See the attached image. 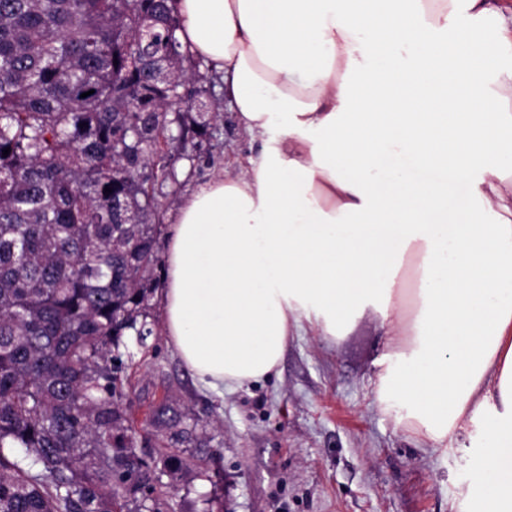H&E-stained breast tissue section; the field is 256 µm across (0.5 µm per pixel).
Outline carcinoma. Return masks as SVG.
<instances>
[{
    "instance_id": "1",
    "label": "carcinoma",
    "mask_w": 512,
    "mask_h": 512,
    "mask_svg": "<svg viewBox=\"0 0 512 512\" xmlns=\"http://www.w3.org/2000/svg\"><path fill=\"white\" fill-rule=\"evenodd\" d=\"M178 27L168 0H0V512H154L118 383L153 335L159 145L215 109L171 99Z\"/></svg>"
}]
</instances>
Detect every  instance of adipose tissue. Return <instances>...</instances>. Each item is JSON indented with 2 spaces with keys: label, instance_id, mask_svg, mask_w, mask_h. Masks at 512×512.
I'll list each match as a JSON object with an SVG mask.
<instances>
[{
  "label": "adipose tissue",
  "instance_id": "ef3b65f1",
  "mask_svg": "<svg viewBox=\"0 0 512 512\" xmlns=\"http://www.w3.org/2000/svg\"><path fill=\"white\" fill-rule=\"evenodd\" d=\"M260 143L180 204L168 343L201 383L275 374L302 325L390 329L376 400L438 447L477 417L479 512H512V9L500 0H174Z\"/></svg>",
  "mask_w": 512,
  "mask_h": 512
}]
</instances>
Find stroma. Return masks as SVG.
I'll return each mask as SVG.
<instances>
[{"instance_id":"1","label":"stroma","mask_w":512,"mask_h":512,"mask_svg":"<svg viewBox=\"0 0 512 512\" xmlns=\"http://www.w3.org/2000/svg\"><path fill=\"white\" fill-rule=\"evenodd\" d=\"M196 72L220 118L176 158V183L159 189L165 229L214 169L234 172L235 157L257 151L225 106L214 65L200 61ZM151 319L153 335L129 345L122 404L134 417L138 455L153 456L160 440L182 463L178 480L161 476L149 496L159 512H474L471 475L481 463L484 421L464 424L434 450L406 429L400 405L379 407L374 363L390 332L374 314L335 342L307 326L293 332L277 374L236 389L193 377L167 344L157 294ZM167 396L192 442H172L169 429L152 425Z\"/></svg>"}]
</instances>
